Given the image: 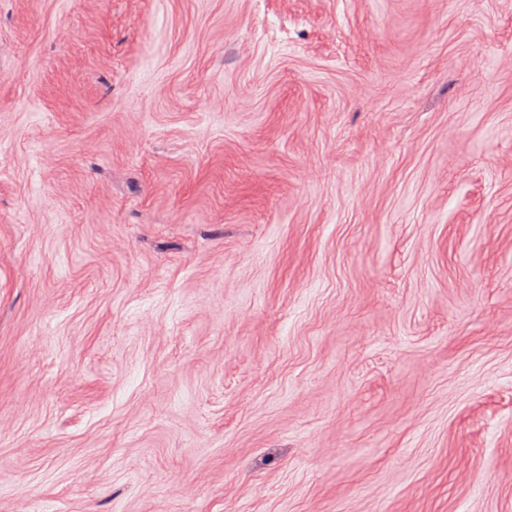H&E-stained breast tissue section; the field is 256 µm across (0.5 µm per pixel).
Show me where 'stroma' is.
<instances>
[{
    "label": "stroma",
    "mask_w": 512,
    "mask_h": 512,
    "mask_svg": "<svg viewBox=\"0 0 512 512\" xmlns=\"http://www.w3.org/2000/svg\"><path fill=\"white\" fill-rule=\"evenodd\" d=\"M0 512H512V0H0Z\"/></svg>",
    "instance_id": "1"
}]
</instances>
